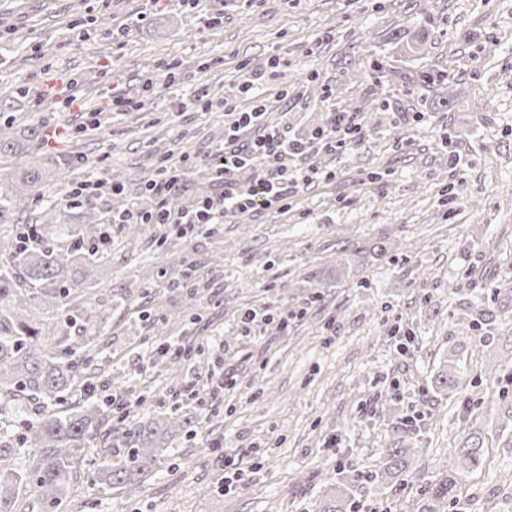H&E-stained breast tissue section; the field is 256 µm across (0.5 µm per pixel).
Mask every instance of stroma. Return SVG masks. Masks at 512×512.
I'll use <instances>...</instances> for the list:
<instances>
[{
	"instance_id": "35a3bbf8",
	"label": "stroma",
	"mask_w": 512,
	"mask_h": 512,
	"mask_svg": "<svg viewBox=\"0 0 512 512\" xmlns=\"http://www.w3.org/2000/svg\"><path fill=\"white\" fill-rule=\"evenodd\" d=\"M420 30L423 63L455 76L451 111L419 108L401 81L373 83L370 58ZM257 71L262 83L243 92ZM114 90L130 101L118 113ZM256 95L295 137L364 104L370 130L315 155L320 177L287 206L182 239L191 277L155 225L134 238L111 226L86 296L87 336L110 331L97 361L132 413L177 407L195 423L135 493L78 480L83 512H319L348 472L364 477L351 512H415L419 484L367 481L383 470L390 421L405 417L418 439L409 469L427 476L445 472L467 422L482 427L487 455L459 508L512 512V487L495 480L512 468V435L498 430L512 399L491 376L512 363V0H0V124L69 131L0 156V169L81 159L50 171L0 241L38 236L49 195L59 221L90 209L107 221L110 199L63 196L111 171L118 196L144 210L165 161L187 170L173 208L220 192L206 159L236 119L222 104L243 111ZM129 293L146 317L130 319ZM249 308L271 321L242 328ZM185 330L198 350L173 376L152 351ZM451 349L478 384L446 395L434 379Z\"/></svg>"
}]
</instances>
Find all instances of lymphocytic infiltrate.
Segmentation results:
<instances>
[{
  "label": "lymphocytic infiltrate",
  "mask_w": 512,
  "mask_h": 512,
  "mask_svg": "<svg viewBox=\"0 0 512 512\" xmlns=\"http://www.w3.org/2000/svg\"><path fill=\"white\" fill-rule=\"evenodd\" d=\"M260 125V112H244L235 127L225 133L222 149L212 157L224 171V188L218 194L204 197L195 211L176 213L168 209L167 200L183 173L166 166L150 186L156 200L154 210L144 213L131 207L113 216V223L170 224L185 237L193 238L224 223L227 218L288 200L301 185L313 179L317 170L302 164L292 168L284 166L283 157L288 154L302 160L310 146L278 130L263 131ZM247 165L253 166L257 175L253 183L244 188L236 183L234 175L237 169Z\"/></svg>",
  "instance_id": "1"
}]
</instances>
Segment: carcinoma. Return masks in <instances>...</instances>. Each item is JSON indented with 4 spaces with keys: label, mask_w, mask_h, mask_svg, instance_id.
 Listing matches in <instances>:
<instances>
[{
    "label": "carcinoma",
    "mask_w": 512,
    "mask_h": 512,
    "mask_svg": "<svg viewBox=\"0 0 512 512\" xmlns=\"http://www.w3.org/2000/svg\"><path fill=\"white\" fill-rule=\"evenodd\" d=\"M422 32L398 48L400 55L416 56L423 51ZM449 71L441 67L420 68L407 83L418 91L433 93L448 84ZM46 168L42 165L0 174V225L10 224L26 196L41 188ZM60 232L73 238L68 247H46L38 240L18 237L12 242L8 261H0V412L10 409L27 395L44 402L39 416L24 422L17 440L0 436V512H62L74 497L84 449L99 445V460L91 482L96 488H121L134 492L155 468L160 446L167 433L193 425V417L174 410L143 422L126 412L124 423L101 431V413L112 407V399L89 398L83 410L58 409L73 390L88 383L97 373L91 342L80 334L90 315L86 306L76 303L82 282L91 277L106 260L109 247L83 252V243L105 239V230L90 220L80 225H62ZM70 279L71 287L59 282ZM35 302L50 312L62 314L65 327H43L26 316L28 304ZM178 355L158 356L175 364L195 351L192 337L175 345ZM439 391L451 393L468 384L467 374L449 352L438 371ZM396 445L385 449L387 470L372 477L378 484L405 468V457L412 439L402 421H394ZM124 449L118 463L113 449ZM487 446L485 433L473 429L449 449L452 468L440 479L424 480L420 506L416 512H445L460 502L462 483L481 464Z\"/></svg>",
    "instance_id": "1"
}]
</instances>
